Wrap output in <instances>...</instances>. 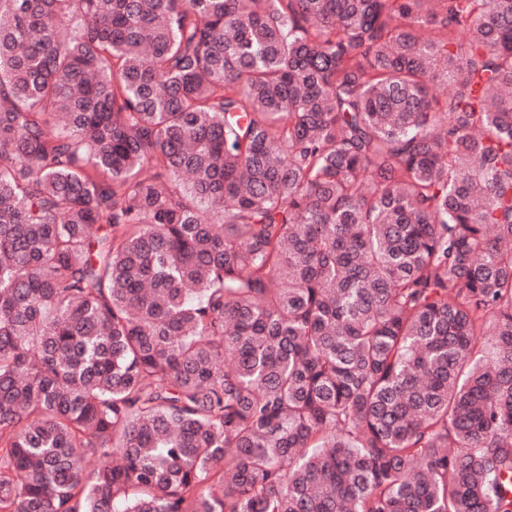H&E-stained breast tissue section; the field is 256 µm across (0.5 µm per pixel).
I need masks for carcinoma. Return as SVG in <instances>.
Masks as SVG:
<instances>
[{"label": "carcinoma", "instance_id": "carcinoma-1", "mask_svg": "<svg viewBox=\"0 0 512 512\" xmlns=\"http://www.w3.org/2000/svg\"><path fill=\"white\" fill-rule=\"evenodd\" d=\"M0 512H512V0H0Z\"/></svg>", "mask_w": 512, "mask_h": 512}]
</instances>
